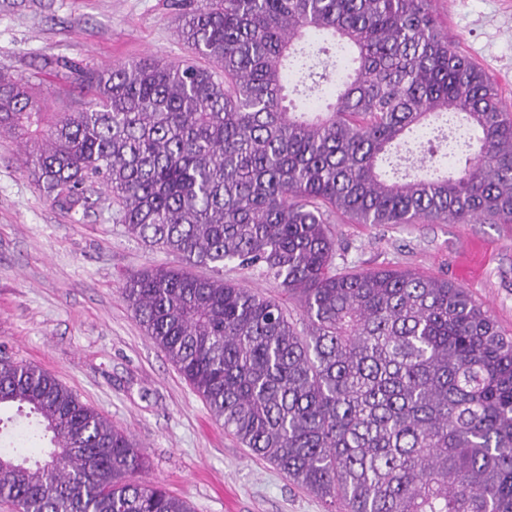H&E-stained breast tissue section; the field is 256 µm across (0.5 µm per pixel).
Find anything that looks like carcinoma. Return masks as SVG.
Returning <instances> with one entry per match:
<instances>
[{"label": "carcinoma", "instance_id": "cac0c4a2", "mask_svg": "<svg viewBox=\"0 0 512 512\" xmlns=\"http://www.w3.org/2000/svg\"><path fill=\"white\" fill-rule=\"evenodd\" d=\"M194 57L109 70L60 63L87 100L49 111L0 75V132L51 204L104 188L127 234L220 272L258 268L283 303L153 267L123 298L148 336L257 458L336 512H512V336L463 288L410 271L333 270L336 210L354 224H512V106L441 32L429 0H180ZM327 33L355 67L335 102L307 64ZM207 61L201 65L197 59ZM436 120L416 164L409 139ZM33 416L0 445L15 512H193L138 478L136 443L47 371L0 355V410ZM45 458L33 455L44 441Z\"/></svg>", "mask_w": 512, "mask_h": 512}]
</instances>
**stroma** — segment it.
I'll return each mask as SVG.
<instances>
[{"label":"stroma","instance_id":"35a3bbf8","mask_svg":"<svg viewBox=\"0 0 512 512\" xmlns=\"http://www.w3.org/2000/svg\"><path fill=\"white\" fill-rule=\"evenodd\" d=\"M449 37L512 103V0H433ZM170 0H0V72L39 74L51 111L78 99L58 60L97 70L133 59H187ZM337 270L391 267L453 282L512 335V224H353L335 213ZM181 257L126 233L106 193L86 216L54 207L0 133V352L53 374L130 435L143 480L194 512H327L325 502L257 459L216 423L144 334L122 297L132 274Z\"/></svg>","mask_w":512,"mask_h":512}]
</instances>
